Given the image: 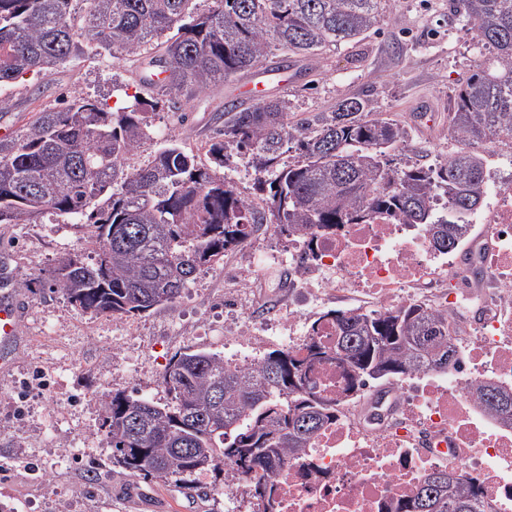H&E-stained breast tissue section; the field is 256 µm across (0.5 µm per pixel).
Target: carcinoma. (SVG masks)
Masks as SVG:
<instances>
[{
  "mask_svg": "<svg viewBox=\"0 0 512 512\" xmlns=\"http://www.w3.org/2000/svg\"><path fill=\"white\" fill-rule=\"evenodd\" d=\"M86 4L83 12L75 5ZM389 0H0V87L28 73L48 75L87 48L137 55L155 40L157 54L140 83L157 87L174 112L213 84L246 73L275 51L296 61L363 40ZM491 57L459 88L449 135L460 148L424 167L397 157L404 127L352 97L330 112L295 121L287 98L224 106V124L208 152L219 166L231 154L253 170L261 205L226 177L199 166L175 139L146 166L123 170L149 137L159 102L134 94L109 111L79 97L45 109L22 135L0 140V224H31L58 213L88 224L96 257L62 255L51 286L85 313L123 317L173 302L197 271L224 258L268 222L288 237L377 220L422 224L442 253L471 238L469 216L483 204L487 158L466 149L512 134V0H451ZM297 153L287 161L284 155ZM336 349L288 350L261 357L249 372L224 357L188 349L174 355L164 383L168 404L135 393L107 401L103 427L112 463L131 475L224 472L229 462L274 512L270 480L334 417L311 390L315 361L349 370L348 390L419 369L444 370L455 359L448 314L410 303L396 309L328 310ZM478 405L512 423V388L492 381ZM480 487L445 469L426 472L416 497L392 512H481Z\"/></svg>",
  "mask_w": 512,
  "mask_h": 512,
  "instance_id": "1",
  "label": "carcinoma"
}]
</instances>
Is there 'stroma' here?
<instances>
[{
    "instance_id": "1",
    "label": "stroma",
    "mask_w": 512,
    "mask_h": 512,
    "mask_svg": "<svg viewBox=\"0 0 512 512\" xmlns=\"http://www.w3.org/2000/svg\"><path fill=\"white\" fill-rule=\"evenodd\" d=\"M487 56L464 19L449 11L448 0H394L377 33L307 62L288 86L266 82L264 95L288 98L299 112H326L339 99L367 98L407 130L404 158L429 166L447 157L454 96ZM275 63L268 57L256 71L209 87L199 106L179 112L159 106L149 138L128 156L125 169L146 165L166 138L211 167L207 143L225 102L251 105L246 83ZM143 70L140 55L90 53L50 75H24L0 88V130L19 135L34 111L64 98L88 97L116 109L129 94L152 96V88L139 82ZM89 236L87 225L65 215L0 224V250L16 257V286L29 305L15 367L0 377V512H58L62 501L70 512H225L223 478L207 474L191 487L114 467L104 412L94 398L135 390L168 403L164 372L188 347L250 356V348L224 340V270L237 254L201 268L170 304L130 317L92 316L47 282L61 255L93 258Z\"/></svg>"
}]
</instances>
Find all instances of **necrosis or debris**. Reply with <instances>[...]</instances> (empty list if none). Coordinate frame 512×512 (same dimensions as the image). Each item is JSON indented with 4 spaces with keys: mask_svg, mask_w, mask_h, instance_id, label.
<instances>
[{
    "mask_svg": "<svg viewBox=\"0 0 512 512\" xmlns=\"http://www.w3.org/2000/svg\"><path fill=\"white\" fill-rule=\"evenodd\" d=\"M479 221L471 259L484 277L473 284L416 224H346L332 234L291 237L287 279L278 274V256L249 240L239 246V264L225 273L224 307L242 315L228 328L231 338L257 347L271 332L301 359L311 346H336L334 319L317 316L314 330L299 331L295 304L281 308L270 332L246 316L244 290L260 271L273 290L294 284L318 307L343 296L374 309L428 303L454 323L451 344L460 356L459 365L423 368L361 393L349 392L346 367L316 363L310 385L336 417L273 478L275 512H389L437 468L475 479L485 512H512V427L473 396L488 380L512 386V171L497 174L496 199Z\"/></svg>",
    "mask_w": 512,
    "mask_h": 512,
    "instance_id": "obj_1",
    "label": "necrosis or debris"
}]
</instances>
